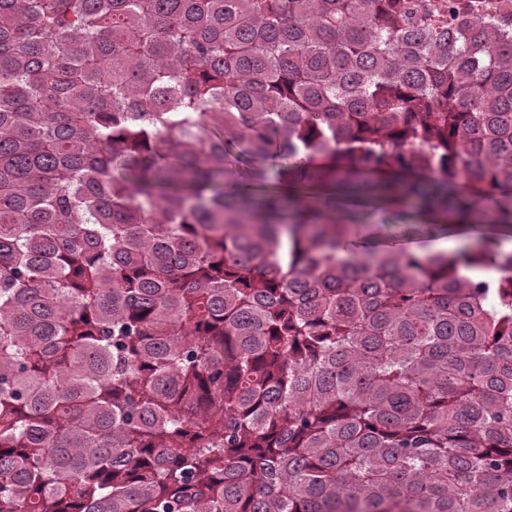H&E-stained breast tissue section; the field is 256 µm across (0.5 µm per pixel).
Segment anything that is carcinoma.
Returning a JSON list of instances; mask_svg holds the SVG:
<instances>
[{
  "label": "carcinoma",
  "mask_w": 512,
  "mask_h": 512,
  "mask_svg": "<svg viewBox=\"0 0 512 512\" xmlns=\"http://www.w3.org/2000/svg\"><path fill=\"white\" fill-rule=\"evenodd\" d=\"M328 185L512 227V0H0V512H512V249ZM336 216H341L347 224H366V234L379 233L380 231L375 224H379L380 216L370 204L359 203L353 205L352 202L340 199L337 203ZM409 215L406 220L407 224H417L421 225L420 229L417 231V235L414 237L415 240L422 245H428L435 239L443 238V237H452L456 236L455 233H448L442 234V233H436L433 232V230L428 229V226L426 225H432V224H447L448 225V218L447 220L445 218H435V217H429L422 215L418 213L417 211L413 212L412 209H408ZM444 219V220H442ZM446 221V222H445Z\"/></svg>",
  "instance_id": "carcinoma-1"
}]
</instances>
